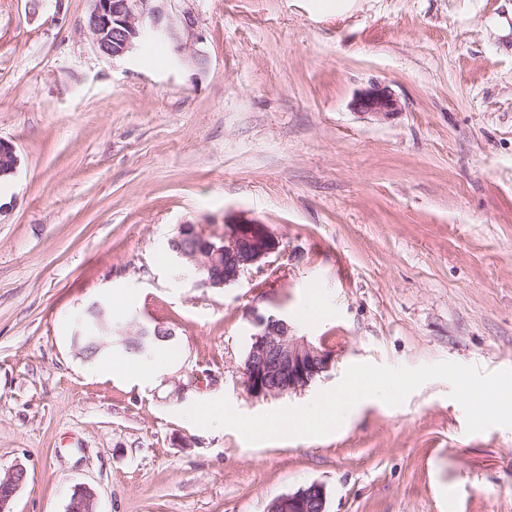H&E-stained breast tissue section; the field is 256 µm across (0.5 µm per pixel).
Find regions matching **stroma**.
<instances>
[{
  "label": "stroma",
  "mask_w": 512,
  "mask_h": 512,
  "mask_svg": "<svg viewBox=\"0 0 512 512\" xmlns=\"http://www.w3.org/2000/svg\"><path fill=\"white\" fill-rule=\"evenodd\" d=\"M208 64L108 59L91 0H0V468L12 512H267L311 483L327 512H512V429L466 430L442 379L364 403L336 432L247 443L182 417L312 401L357 363L512 369V0H182ZM378 82L400 112L351 102ZM245 216L281 247L262 272L194 287L168 243ZM108 303L112 369L73 328ZM335 353L276 397L246 390L254 315ZM171 329L160 379L122 340ZM19 166L20 158L13 145L0 141V181L2 177L4 183H6L7 176L13 178ZM0 470V511L12 512L11 504L20 489L28 481V471L22 464H14L3 471ZM97 493L86 484L74 486L65 512H98Z\"/></svg>",
  "instance_id": "35a3bbf8"
}]
</instances>
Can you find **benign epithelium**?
Segmentation results:
<instances>
[{"instance_id":"1","label":"benign epithelium","mask_w":512,"mask_h":512,"mask_svg":"<svg viewBox=\"0 0 512 512\" xmlns=\"http://www.w3.org/2000/svg\"><path fill=\"white\" fill-rule=\"evenodd\" d=\"M92 8L85 27L98 53L107 58L123 57L132 52L147 35L156 36L171 47L179 66L199 70L207 67V56L196 44L201 42L197 20L187 11L174 8L175 0H91ZM357 112L379 121L392 118L400 111L399 100L386 86L373 82L358 92L352 101ZM20 157L13 145L0 141V178L15 176ZM280 246L269 225L243 218L224 227L217 241L184 224L169 242L171 258L180 268L193 265L207 271L224 265V276L194 281L195 286L223 289L235 284L246 273L264 269V260ZM255 332L243 367L244 383L255 396H279L301 390L317 376L328 371L335 355L295 334L288 319L257 314ZM28 481L27 468L19 463L4 471L0 478V512H11V504ZM65 512H97L94 488L74 486ZM267 512H326L323 485L312 483L295 493L274 499Z\"/></svg>"}]
</instances>
